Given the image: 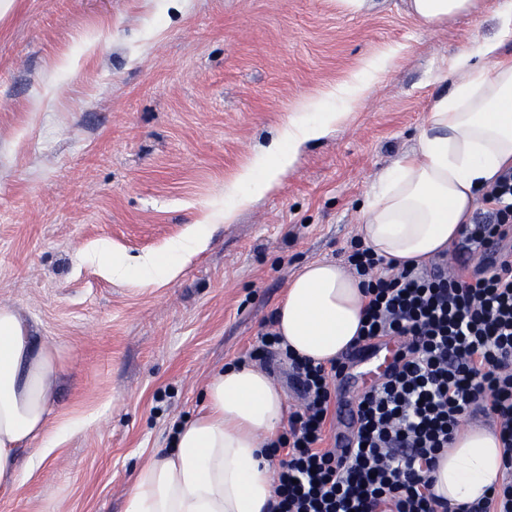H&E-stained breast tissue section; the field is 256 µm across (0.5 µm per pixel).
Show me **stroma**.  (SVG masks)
<instances>
[{
  "mask_svg": "<svg viewBox=\"0 0 512 512\" xmlns=\"http://www.w3.org/2000/svg\"><path fill=\"white\" fill-rule=\"evenodd\" d=\"M499 0L438 28L405 0H14L0 16V307L56 348L43 465L0 512H124L209 376L235 362L306 263L357 235L358 206L410 152L448 64L497 34ZM389 70L349 121L249 205L238 169L308 99ZM234 208L232 222L224 211ZM213 218L167 285L112 279L81 252L161 253Z\"/></svg>",
  "mask_w": 512,
  "mask_h": 512,
  "instance_id": "1",
  "label": "stroma"
}]
</instances>
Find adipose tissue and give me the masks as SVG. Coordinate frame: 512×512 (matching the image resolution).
<instances>
[{"label": "adipose tissue", "instance_id": "adipose-tissue-1", "mask_svg": "<svg viewBox=\"0 0 512 512\" xmlns=\"http://www.w3.org/2000/svg\"><path fill=\"white\" fill-rule=\"evenodd\" d=\"M408 12L427 27L473 13L477 0H407ZM498 35L474 43L448 67L450 93L436 97L410 153L385 169L359 207V234L385 260L430 262L462 234L477 206L479 188L512 167V0H499ZM370 79L344 89V102L306 105L313 119L291 122L237 173L239 204L276 190L310 142L325 137L362 100ZM212 244V227L189 225L163 253L131 259L100 245L93 254L113 279L134 286L170 283ZM359 280L340 262L317 260L290 281L274 330L297 355L317 362L350 348L364 319ZM59 357L30 336L20 316L0 308V494L20 490L46 459L48 448L20 450L41 437L57 383ZM288 417L284 394L265 373L227 365L208 379L199 413L180 424L170 450L136 470L125 512H268L274 496L271 448ZM498 435L469 425L458 432L430 477L449 512L484 496L502 481Z\"/></svg>", "mask_w": 512, "mask_h": 512}]
</instances>
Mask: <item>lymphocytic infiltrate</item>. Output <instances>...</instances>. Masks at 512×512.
Segmentation results:
<instances>
[{"label": "lymphocytic infiltrate", "mask_w": 512, "mask_h": 512, "mask_svg": "<svg viewBox=\"0 0 512 512\" xmlns=\"http://www.w3.org/2000/svg\"><path fill=\"white\" fill-rule=\"evenodd\" d=\"M482 203L427 267L384 262L357 238L341 249L368 298L357 348L398 345L394 372L356 399L349 453L326 444L343 359L296 356L271 329L241 356L284 366L298 397L274 443L270 512H448L430 473L463 419L477 415L496 426L505 475L464 512H512V168L483 186ZM466 254L476 268L449 266Z\"/></svg>", "instance_id": "1"}]
</instances>
